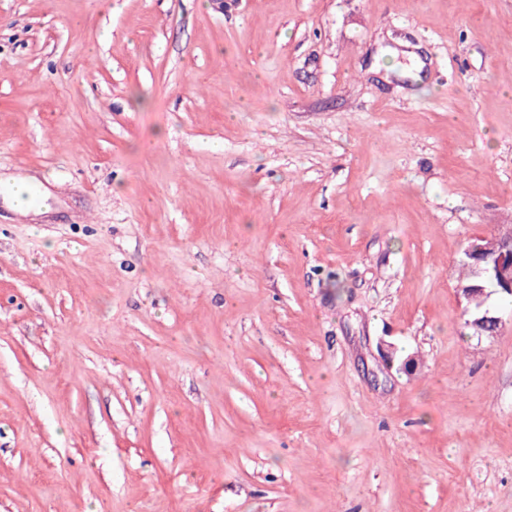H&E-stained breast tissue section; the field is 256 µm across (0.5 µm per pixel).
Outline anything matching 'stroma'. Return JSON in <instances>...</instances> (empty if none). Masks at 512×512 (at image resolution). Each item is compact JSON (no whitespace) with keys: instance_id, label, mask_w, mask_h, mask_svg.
<instances>
[{"instance_id":"stroma-1","label":"stroma","mask_w":512,"mask_h":512,"mask_svg":"<svg viewBox=\"0 0 512 512\" xmlns=\"http://www.w3.org/2000/svg\"><path fill=\"white\" fill-rule=\"evenodd\" d=\"M16 176L0 512H512V0H0ZM8 191L11 204L20 210L25 204V196L34 188L35 178L17 177L8 180ZM481 238L485 244L475 252L473 250H476L482 241L479 238L472 239L465 249L473 250H467L465 255L470 256L474 252L478 257V276L484 277L485 282L495 286L492 293L506 292L512 295V232L508 236L493 233ZM506 293H502L501 296L509 299L510 295Z\"/></svg>"}]
</instances>
